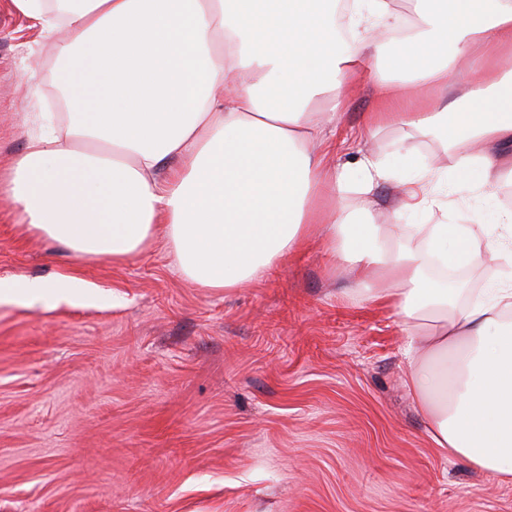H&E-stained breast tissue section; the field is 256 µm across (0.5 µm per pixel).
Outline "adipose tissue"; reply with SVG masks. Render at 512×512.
Returning a JSON list of instances; mask_svg holds the SVG:
<instances>
[{"label": "adipose tissue", "instance_id": "obj_1", "mask_svg": "<svg viewBox=\"0 0 512 512\" xmlns=\"http://www.w3.org/2000/svg\"><path fill=\"white\" fill-rule=\"evenodd\" d=\"M13 3L55 40L70 110L66 132L47 127L4 188L28 232L121 263L162 225L181 272L222 289L319 237L352 266L363 302L402 317L405 386L441 453L512 485V273L472 295L425 278L432 263L461 264L474 230L401 221L449 208L457 185L493 197L512 178V0H414L416 29L393 49L382 33L399 20L394 0H354L346 39L336 0ZM460 58L469 78L456 95ZM374 59L387 76L366 133L443 139L452 171L407 149L326 167L327 130ZM403 82L426 85L419 107ZM393 178L402 198L386 223L371 205L348 208L349 186L368 194ZM75 286L1 279L0 295L34 302Z\"/></svg>", "mask_w": 512, "mask_h": 512}]
</instances>
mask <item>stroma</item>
I'll use <instances>...</instances> for the list:
<instances>
[{
	"label": "stroma",
	"instance_id": "stroma-1",
	"mask_svg": "<svg viewBox=\"0 0 512 512\" xmlns=\"http://www.w3.org/2000/svg\"><path fill=\"white\" fill-rule=\"evenodd\" d=\"M53 43L0 0V183L53 111ZM366 70L327 166L436 140L363 134ZM454 221H497L468 186ZM452 288L497 278L473 244ZM74 276L69 299L0 300V512H512V486L445 458L404 385L394 309L340 295L351 275L318 240L244 288L200 287L165 235L120 264L82 260L17 224L0 194V279Z\"/></svg>",
	"mask_w": 512,
	"mask_h": 512
}]
</instances>
